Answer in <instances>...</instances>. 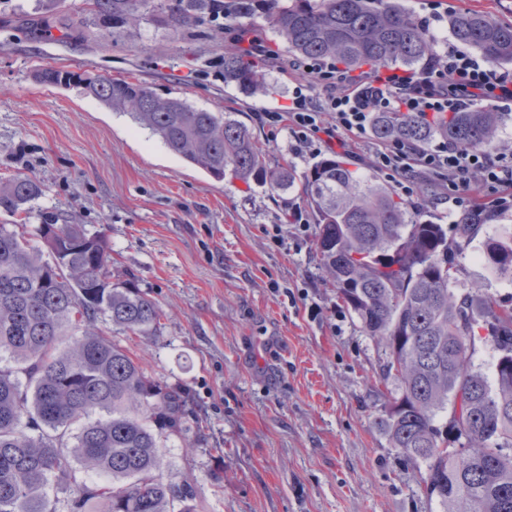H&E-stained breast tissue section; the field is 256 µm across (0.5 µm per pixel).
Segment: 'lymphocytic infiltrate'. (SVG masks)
<instances>
[{"instance_id": "obj_1", "label": "lymphocytic infiltrate", "mask_w": 512, "mask_h": 512, "mask_svg": "<svg viewBox=\"0 0 512 512\" xmlns=\"http://www.w3.org/2000/svg\"><path fill=\"white\" fill-rule=\"evenodd\" d=\"M288 67L303 71L320 90L313 98L295 89L288 107L264 115L270 126L287 132L295 156L365 145L374 170L410 204L418 203L429 182L449 217L472 210L480 197L496 213L512 210V153L445 141L426 146L401 138L381 141L370 122L375 112H410L441 124L449 113L479 107L512 111V75L453 48L416 72L373 68L356 74L311 59L290 61Z\"/></svg>"}]
</instances>
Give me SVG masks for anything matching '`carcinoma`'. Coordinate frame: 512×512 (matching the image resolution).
<instances>
[{
	"instance_id": "cac0c4a2",
	"label": "carcinoma",
	"mask_w": 512,
	"mask_h": 512,
	"mask_svg": "<svg viewBox=\"0 0 512 512\" xmlns=\"http://www.w3.org/2000/svg\"><path fill=\"white\" fill-rule=\"evenodd\" d=\"M83 4L87 15L126 27L148 16L187 27L221 9L240 29L256 15L250 0ZM264 18L288 53L307 59L424 68L438 56L435 37L402 0H267ZM448 30L457 46L512 64V23L467 11L448 16ZM35 78L80 86L217 180L229 171L272 191L294 184L292 173L267 166L250 128L229 112L158 100L121 78L51 66ZM224 84L266 93L264 74L233 49L224 52ZM503 123L479 110L450 112L440 125L382 112L374 134L494 148ZM303 193L324 269L394 379L380 418L388 447L424 467L422 490L441 512H512V303L460 284V259L477 239L487 270L512 281V229L490 234L469 218L450 227L419 221L346 156L317 161ZM41 194L16 176L0 183V208L19 213ZM39 237L41 248L25 225L0 224V512H196V484L164 474L167 442L186 441L192 430L188 395L99 327L151 336L163 310L134 281L112 278L106 234L47 222ZM477 328L497 352L491 383L472 362ZM89 471L105 480L85 482L80 473ZM52 484L69 496L50 497Z\"/></svg>"
}]
</instances>
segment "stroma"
<instances>
[{"label":"stroma","instance_id":"1","mask_svg":"<svg viewBox=\"0 0 512 512\" xmlns=\"http://www.w3.org/2000/svg\"><path fill=\"white\" fill-rule=\"evenodd\" d=\"M81 2L0 0V182L22 174L44 189L27 212L0 209V224L25 225L35 245L54 218L106 232L113 274L162 308L159 335L115 339L193 401L205 446L177 440L165 454L195 480L199 512H439L380 428L392 383L324 271L317 224L299 238L270 236L289 203H304L301 185L273 192L215 180L80 87L33 78L46 65L119 77L236 113L266 162L299 180L312 159L294 157L287 133L261 118L306 82L279 73L284 44L257 22L277 57L262 67L267 93L252 96L225 86L230 36L210 18L115 28L82 14ZM405 2L443 37L452 7L512 20V0ZM479 254L472 243L461 281L511 297Z\"/></svg>","mask_w":512,"mask_h":512}]
</instances>
